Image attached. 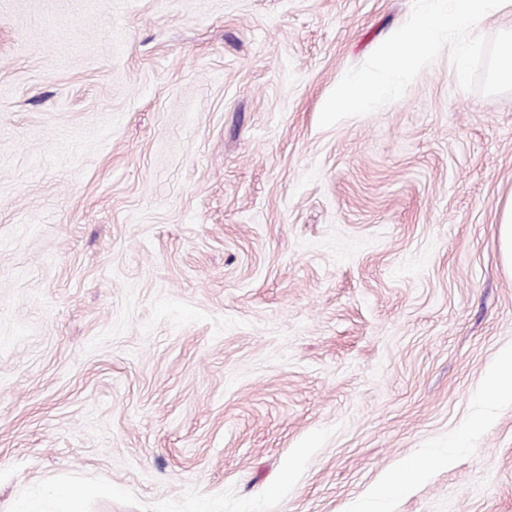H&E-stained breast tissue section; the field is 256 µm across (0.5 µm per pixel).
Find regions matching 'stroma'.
<instances>
[{
    "mask_svg": "<svg viewBox=\"0 0 512 512\" xmlns=\"http://www.w3.org/2000/svg\"><path fill=\"white\" fill-rule=\"evenodd\" d=\"M411 11L0 0V512H512V94L318 125ZM500 242L503 259L512 269V198L508 199L500 215ZM512 391V349L501 352L495 368L488 375L485 391L492 396H499ZM428 462L429 459L427 457L408 460L402 468L403 473L391 478L383 488V491L388 493L401 488L404 485L406 477L421 474Z\"/></svg>",
    "mask_w": 512,
    "mask_h": 512,
    "instance_id": "obj_1",
    "label": "stroma"
}]
</instances>
